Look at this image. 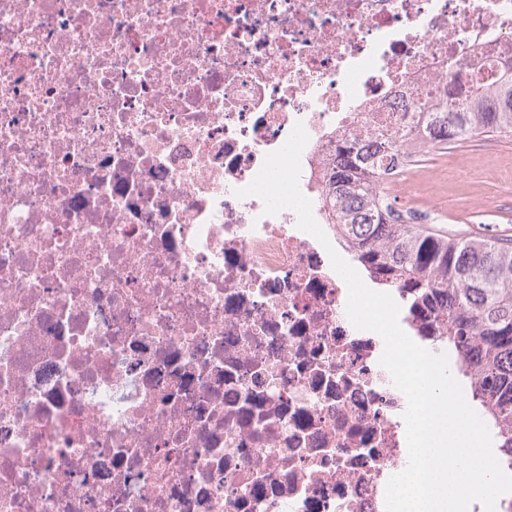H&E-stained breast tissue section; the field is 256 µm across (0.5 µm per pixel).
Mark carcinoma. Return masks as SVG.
I'll return each instance as SVG.
<instances>
[{
	"label": "carcinoma",
	"instance_id": "1",
	"mask_svg": "<svg viewBox=\"0 0 512 512\" xmlns=\"http://www.w3.org/2000/svg\"><path fill=\"white\" fill-rule=\"evenodd\" d=\"M432 147L446 149L474 135L512 132V63L488 80L475 78L460 96L452 80L413 104ZM405 127L341 141L321 173L317 192L326 223L352 258L386 282H403L448 319V343L472 399L509 424L500 452L512 466V239L461 235L428 224H410L381 190L394 171L418 161L407 148Z\"/></svg>",
	"mask_w": 512,
	"mask_h": 512
}]
</instances>
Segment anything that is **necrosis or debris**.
Here are the masks:
<instances>
[{"label":"necrosis or debris","mask_w":512,"mask_h":512,"mask_svg":"<svg viewBox=\"0 0 512 512\" xmlns=\"http://www.w3.org/2000/svg\"><path fill=\"white\" fill-rule=\"evenodd\" d=\"M510 59L512 0H0V512H386L383 340L296 213L234 191L303 123L335 239V145Z\"/></svg>","instance_id":"necrosis-or-debris-1"}]
</instances>
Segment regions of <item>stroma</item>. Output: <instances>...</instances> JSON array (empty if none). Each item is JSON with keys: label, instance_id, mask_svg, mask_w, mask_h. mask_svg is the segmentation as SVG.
<instances>
[{"label": "stroma", "instance_id": "35a3bbf8", "mask_svg": "<svg viewBox=\"0 0 512 512\" xmlns=\"http://www.w3.org/2000/svg\"><path fill=\"white\" fill-rule=\"evenodd\" d=\"M466 174H458V166ZM512 177V136L476 135L456 148L433 149L409 168L416 181L436 180L434 193L419 205L431 213L430 225H450L471 232L512 237V198L495 200L500 179Z\"/></svg>", "mask_w": 512, "mask_h": 512}]
</instances>
